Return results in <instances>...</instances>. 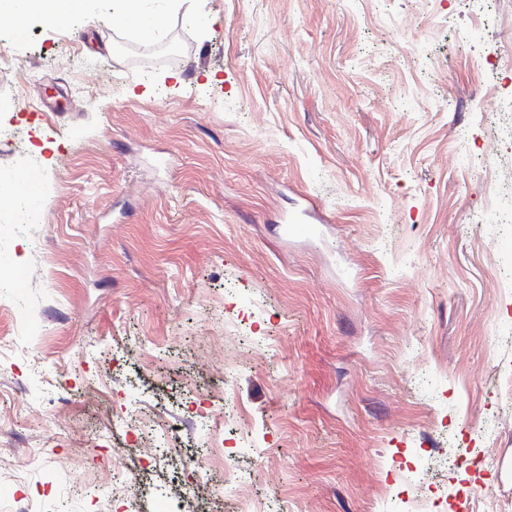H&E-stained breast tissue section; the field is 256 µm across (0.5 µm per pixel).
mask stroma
I'll use <instances>...</instances> for the list:
<instances>
[{"label": "stroma", "instance_id": "35a3bbf8", "mask_svg": "<svg viewBox=\"0 0 512 512\" xmlns=\"http://www.w3.org/2000/svg\"><path fill=\"white\" fill-rule=\"evenodd\" d=\"M193 7L157 56L112 0L0 15V183L38 179L0 207V512H131L132 412L181 428L142 460L176 512L225 410L262 512H396L407 468L440 512L512 503L478 465L512 437L469 434L512 419V0Z\"/></svg>", "mask_w": 512, "mask_h": 512}]
</instances>
